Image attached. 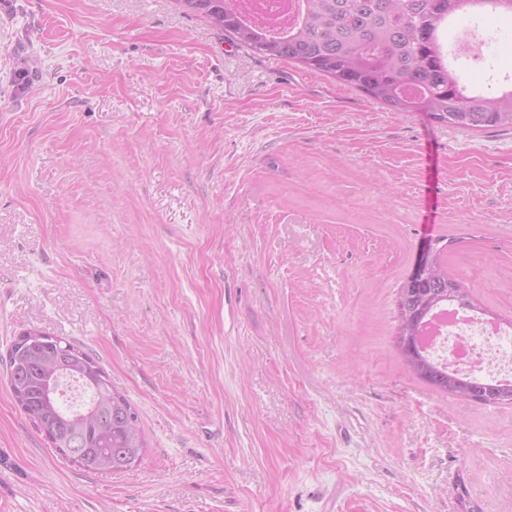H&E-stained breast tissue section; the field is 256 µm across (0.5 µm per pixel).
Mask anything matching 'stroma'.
Listing matches in <instances>:
<instances>
[{"mask_svg":"<svg viewBox=\"0 0 512 512\" xmlns=\"http://www.w3.org/2000/svg\"><path fill=\"white\" fill-rule=\"evenodd\" d=\"M483 23L476 84L512 73V16ZM426 239L512 321V130L390 111L173 0H0V512H512V403L399 353ZM29 328L135 409L130 468L18 408Z\"/></svg>","mask_w":512,"mask_h":512,"instance_id":"35a3bbf8","label":"stroma"}]
</instances>
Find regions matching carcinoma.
<instances>
[{"instance_id": "carcinoma-1", "label": "carcinoma", "mask_w": 512, "mask_h": 512, "mask_svg": "<svg viewBox=\"0 0 512 512\" xmlns=\"http://www.w3.org/2000/svg\"><path fill=\"white\" fill-rule=\"evenodd\" d=\"M175 2L183 12L215 25L227 39L329 75L393 111L424 112L439 124L469 130L512 129V93L465 94L461 74L444 62L440 40L446 22L486 5L512 15V0H485L484 6L467 0H298L296 19L283 31L267 26L260 14L249 16L242 0ZM450 288L461 290L439 249L430 281L413 290L433 301L419 322L427 323L446 305L475 309L473 302L449 296ZM399 346L407 366L414 358L427 366L424 382L448 392L442 386L452 378L448 369L414 342ZM58 361L89 391L90 416L48 390L46 371ZM5 364L16 403L61 456L86 472H120L140 456L145 441L136 412L124 396L100 388L105 371L81 347L66 340L57 346L32 345L28 337L17 336Z\"/></svg>"}]
</instances>
